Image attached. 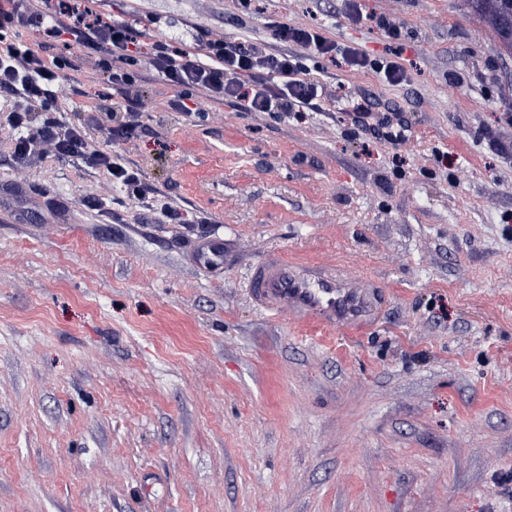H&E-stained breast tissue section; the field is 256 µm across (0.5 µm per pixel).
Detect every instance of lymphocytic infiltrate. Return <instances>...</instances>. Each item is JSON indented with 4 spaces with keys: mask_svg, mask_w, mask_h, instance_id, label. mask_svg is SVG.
Wrapping results in <instances>:
<instances>
[{
    "mask_svg": "<svg viewBox=\"0 0 512 512\" xmlns=\"http://www.w3.org/2000/svg\"><path fill=\"white\" fill-rule=\"evenodd\" d=\"M39 28L49 37L69 34L86 47L104 50L102 68L115 94H124L138 76L139 69L151 66L176 90L170 108L188 115L201 109L198 91L208 100L235 101L248 112L288 113L307 104L318 94L317 81L304 75L301 50L321 57L342 55L351 68L371 70L391 85L408 82L399 58L383 61L370 58L359 47H338L320 30L281 25L279 40L299 46V53H268L259 44L235 37L206 39L197 48L182 49L156 42L143 47L131 26L93 12L85 0H0V88L17 97L6 122L13 130V150L17 157L30 158L44 144H53L62 155L81 160L106 171L128 198L150 205L163 220L178 215L154 195L141 173L117 153L89 150L79 127L57 116V88L65 71L75 69V60H44L19 33ZM362 131L391 145L403 142L408 127L398 113H380L368 99L348 101ZM51 112L40 124L32 123L34 109Z\"/></svg>",
    "mask_w": 512,
    "mask_h": 512,
    "instance_id": "1",
    "label": "lymphocytic infiltrate"
}]
</instances>
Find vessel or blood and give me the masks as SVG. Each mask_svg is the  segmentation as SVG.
Returning <instances> with one entry per match:
<instances>
[{
    "label": "vessel or blood",
    "mask_w": 512,
    "mask_h": 512,
    "mask_svg": "<svg viewBox=\"0 0 512 512\" xmlns=\"http://www.w3.org/2000/svg\"><path fill=\"white\" fill-rule=\"evenodd\" d=\"M223 257V240L209 238L197 245L194 262L206 267ZM244 285L251 303L264 313L285 311L303 326L340 328L350 334L367 330L388 301L379 282L359 278L335 261H313L277 250L267 251L247 268Z\"/></svg>",
    "instance_id": "b4317fda"
}]
</instances>
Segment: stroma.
Here are the masks:
<instances>
[{
	"mask_svg": "<svg viewBox=\"0 0 512 512\" xmlns=\"http://www.w3.org/2000/svg\"><path fill=\"white\" fill-rule=\"evenodd\" d=\"M361 3L355 24L343 0H88L148 43L280 53L285 22L402 46L410 73L307 54L322 91L301 111L190 117L146 68L119 143L99 53L22 31L45 60L83 56L71 120L181 221L54 149L17 158L0 128V512H512V56L462 0ZM350 94L408 120L402 167L358 135ZM208 236L238 266L193 265ZM271 248L391 297L359 336L261 313L240 266ZM121 112H124L125 116L111 130L112 140L114 141L132 137L140 127L137 110L126 106Z\"/></svg>",
	"mask_w": 512,
	"mask_h": 512,
	"instance_id": "1",
	"label": "stroma"
}]
</instances>
